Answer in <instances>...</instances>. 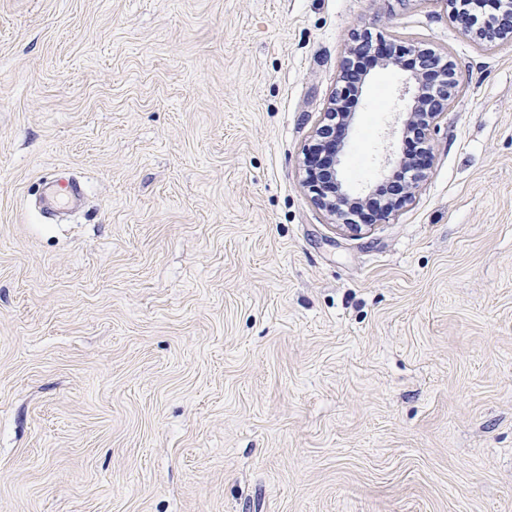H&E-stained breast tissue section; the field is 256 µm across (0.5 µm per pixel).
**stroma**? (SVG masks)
I'll use <instances>...</instances> for the list:
<instances>
[{"mask_svg": "<svg viewBox=\"0 0 512 512\" xmlns=\"http://www.w3.org/2000/svg\"><path fill=\"white\" fill-rule=\"evenodd\" d=\"M364 31L351 194L417 50L459 88L356 235L304 162ZM0 512H512V40L444 0H0ZM447 3V7H450L449 11V18L455 22L461 25V27L468 31L473 32L475 35L482 41L487 43H493L496 40L506 38L510 36V39H512V12H510V15L507 16L505 20H502L501 26L499 28L498 33H493L492 35L480 38L476 31L472 30L466 17L462 15L460 11L457 9V1L456 0H444ZM504 21V22H503ZM426 159H427V153L423 156H416L412 160L413 164V170H414V178L416 181L413 186L406 192H404L403 195L391 199L388 202L384 204V206L378 210L375 214L372 215V217L369 218L368 221L370 222H376V221H383L386 222L389 217L398 210L399 207H401L403 204L406 203L407 200H409L413 194V190L417 187V184L421 181V178L424 175V170L426 169ZM45 196L51 208L63 210L74 207L81 201L84 194L80 183L66 179L47 183Z\"/></svg>", "mask_w": 512, "mask_h": 512, "instance_id": "35a3bbf8", "label": "stroma"}]
</instances>
